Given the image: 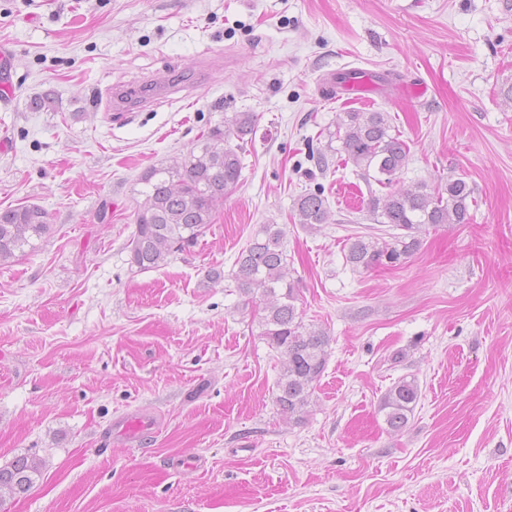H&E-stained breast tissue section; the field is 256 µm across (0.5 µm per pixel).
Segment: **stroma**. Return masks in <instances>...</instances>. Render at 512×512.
<instances>
[{"instance_id":"stroma-1","label":"stroma","mask_w":512,"mask_h":512,"mask_svg":"<svg viewBox=\"0 0 512 512\" xmlns=\"http://www.w3.org/2000/svg\"><path fill=\"white\" fill-rule=\"evenodd\" d=\"M2 48L0 211L50 225L0 264V466L45 463L6 512H512V0H0ZM351 67L381 89L325 94ZM371 111L410 148L398 187L461 177L477 203L366 271L345 253L377 234L379 187L309 153ZM235 112L257 116L236 190L196 245L132 266L141 174ZM319 188L329 222L292 223ZM263 224L286 225L303 322L330 338L298 424L233 280ZM136 410L150 437H108ZM419 397V386L415 378L399 379L385 394L381 409L387 410L385 422L389 429L401 431L408 424V415L413 412Z\"/></svg>"}]
</instances>
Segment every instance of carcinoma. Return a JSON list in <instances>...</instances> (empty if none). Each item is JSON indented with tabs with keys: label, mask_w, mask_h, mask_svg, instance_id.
I'll return each mask as SVG.
<instances>
[{
	"label": "carcinoma",
	"mask_w": 512,
	"mask_h": 512,
	"mask_svg": "<svg viewBox=\"0 0 512 512\" xmlns=\"http://www.w3.org/2000/svg\"><path fill=\"white\" fill-rule=\"evenodd\" d=\"M257 116L235 112L224 124L210 129L200 152H190L178 167L150 168L140 178L144 202L135 212V231L129 240L130 263L140 269L165 265L169 257L197 243L212 223L213 212L235 191L242 161L231 141H244L253 134ZM338 139L345 161L386 189L373 195L370 212L378 223L397 229L394 244L379 238L357 236L350 242L346 261L364 270L395 266L420 247L416 235L426 225L467 224L474 188L462 178L448 179L445 188L419 183L412 188L396 187L410 148L400 136L390 134L383 112H348L338 124ZM329 209L322 190L300 195L294 202V220L313 229L327 223ZM45 211L24 205L0 212V262L24 251L34 238L48 232ZM285 231L277 224H263L236 259L235 278L246 302L261 310L262 335L283 358L275 397L283 420L300 422L324 372L329 336L305 326L298 311V293L290 280L282 249ZM419 397L414 378L399 379L385 394L389 429L400 431L409 421ZM43 463L32 455H18L0 467V509L6 500L28 492L41 476Z\"/></svg>",
	"instance_id": "cac0c4a2"
}]
</instances>
